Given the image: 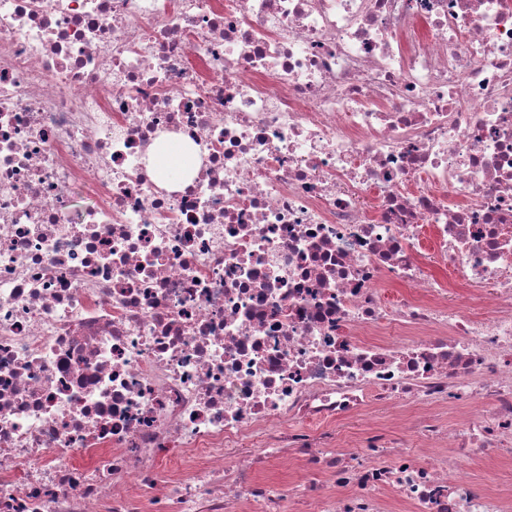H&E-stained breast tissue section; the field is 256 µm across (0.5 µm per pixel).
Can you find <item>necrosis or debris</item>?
Listing matches in <instances>:
<instances>
[{
	"mask_svg": "<svg viewBox=\"0 0 512 512\" xmlns=\"http://www.w3.org/2000/svg\"><path fill=\"white\" fill-rule=\"evenodd\" d=\"M486 457L512 0H0V512H512ZM183 150L179 144H171L157 159V170L162 174L181 175L185 170L180 161ZM474 474L481 484L500 482H511L512 484V463L509 466L494 459H486L475 468Z\"/></svg>",
	"mask_w": 512,
	"mask_h": 512,
	"instance_id": "4bbe7bcc",
	"label": "necrosis or debris"
}]
</instances>
